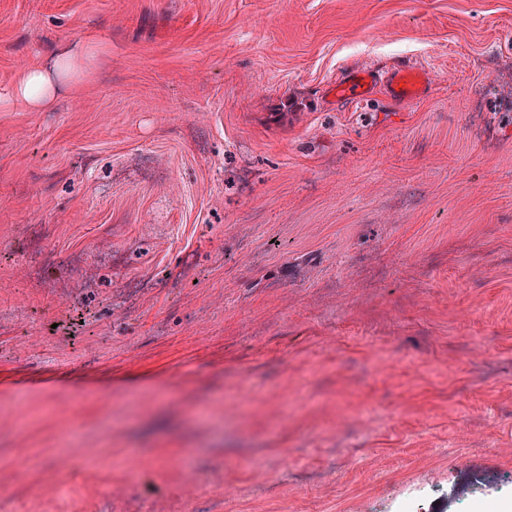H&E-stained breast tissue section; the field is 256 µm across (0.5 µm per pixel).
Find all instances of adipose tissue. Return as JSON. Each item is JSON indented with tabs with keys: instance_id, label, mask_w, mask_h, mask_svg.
I'll list each match as a JSON object with an SVG mask.
<instances>
[{
	"instance_id": "ef3b65f1",
	"label": "adipose tissue",
	"mask_w": 512,
	"mask_h": 512,
	"mask_svg": "<svg viewBox=\"0 0 512 512\" xmlns=\"http://www.w3.org/2000/svg\"><path fill=\"white\" fill-rule=\"evenodd\" d=\"M83 63V57L67 54L55 62L53 70H28L16 81L11 98L0 106L8 110L14 104L20 103L33 112L51 107L59 89L56 76L60 73L71 74L72 80L68 84V89L71 93H79L82 83L77 74L82 70Z\"/></svg>"
}]
</instances>
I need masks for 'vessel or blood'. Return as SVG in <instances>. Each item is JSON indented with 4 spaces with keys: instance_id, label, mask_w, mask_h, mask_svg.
<instances>
[{
    "instance_id": "b4317fda",
    "label": "vessel or blood",
    "mask_w": 512,
    "mask_h": 512,
    "mask_svg": "<svg viewBox=\"0 0 512 512\" xmlns=\"http://www.w3.org/2000/svg\"><path fill=\"white\" fill-rule=\"evenodd\" d=\"M429 83L430 77L422 67L411 62H403L387 72H348L336 85V97L340 100L358 102L381 85L391 98L413 100L426 92Z\"/></svg>"
}]
</instances>
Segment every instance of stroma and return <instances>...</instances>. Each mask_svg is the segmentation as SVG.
Segmentation results:
<instances>
[{
  "mask_svg": "<svg viewBox=\"0 0 512 512\" xmlns=\"http://www.w3.org/2000/svg\"><path fill=\"white\" fill-rule=\"evenodd\" d=\"M92 43L0 112V512L512 499V0H0V97ZM87 56H77L74 54H67L60 57L54 64L53 71L56 74L69 73L71 74V82L68 83L67 88L73 94H78L81 91V80L76 78V74L83 69L84 58L89 59L94 56L93 53L86 54ZM430 83L429 74L411 62L398 64L387 72L379 70L351 71L336 84V99L362 101L383 85L391 98L413 100L421 97ZM59 87L52 71L30 69L18 78L11 98L3 103V109L8 111L21 103L30 111L40 112L52 106ZM432 498L429 485H416L393 497L389 508L398 512H430Z\"/></svg>",
  "mask_w": 512,
  "mask_h": 512,
  "instance_id": "35a3bbf8",
  "label": "stroma"
}]
</instances>
